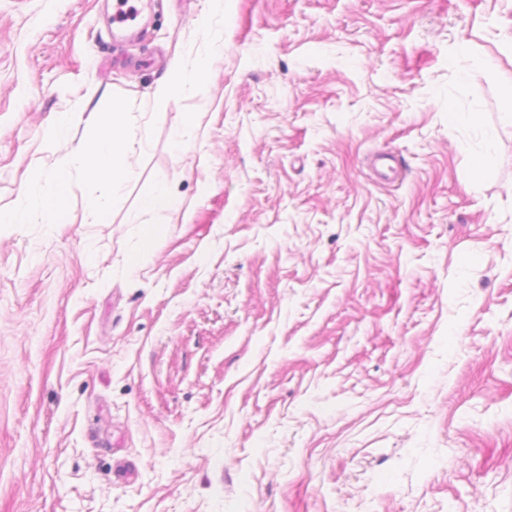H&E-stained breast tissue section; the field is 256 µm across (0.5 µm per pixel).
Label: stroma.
<instances>
[{"label": "stroma", "instance_id": "1", "mask_svg": "<svg viewBox=\"0 0 512 512\" xmlns=\"http://www.w3.org/2000/svg\"><path fill=\"white\" fill-rule=\"evenodd\" d=\"M145 2L0 0V512H512V0ZM206 76V72L203 70L187 74L180 66L174 65L169 77L158 84L153 92L151 98L152 112H161L174 97L186 89L189 83L204 80ZM122 114H101L90 120L76 149L60 163L55 177L56 191L44 202V215L49 223H56L65 211L72 191L73 170L85 180L104 184L112 193L129 176V159L135 151V142L123 131Z\"/></svg>", "mask_w": 512, "mask_h": 512}]
</instances>
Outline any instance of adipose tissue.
I'll list each match as a JSON object with an SVG mask.
<instances>
[{
    "label": "adipose tissue",
    "mask_w": 512,
    "mask_h": 512,
    "mask_svg": "<svg viewBox=\"0 0 512 512\" xmlns=\"http://www.w3.org/2000/svg\"><path fill=\"white\" fill-rule=\"evenodd\" d=\"M124 123L118 112L101 114L88 122L78 146L56 171V191L44 202V214L49 221H57L64 213L73 174L103 184L111 191L119 190L130 174L129 160L135 151L134 140L123 131Z\"/></svg>",
    "instance_id": "obj_1"
}]
</instances>
